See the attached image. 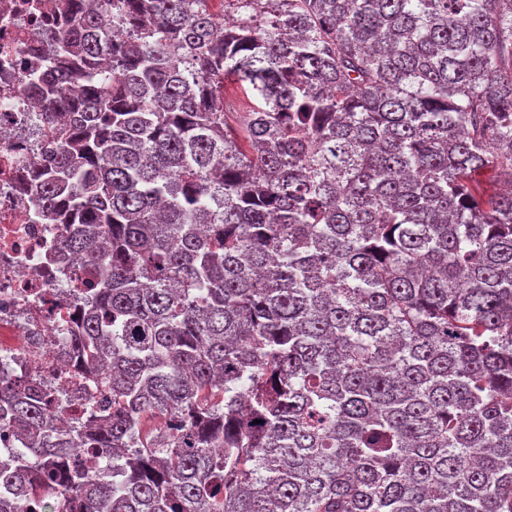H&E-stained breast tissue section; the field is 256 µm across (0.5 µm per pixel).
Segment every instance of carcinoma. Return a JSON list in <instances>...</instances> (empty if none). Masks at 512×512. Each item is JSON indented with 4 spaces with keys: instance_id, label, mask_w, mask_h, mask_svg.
Listing matches in <instances>:
<instances>
[{
    "instance_id": "cac0c4a2",
    "label": "carcinoma",
    "mask_w": 512,
    "mask_h": 512,
    "mask_svg": "<svg viewBox=\"0 0 512 512\" xmlns=\"http://www.w3.org/2000/svg\"><path fill=\"white\" fill-rule=\"evenodd\" d=\"M227 3L42 33L33 203L109 398L0 374V512H512V0Z\"/></svg>"
}]
</instances>
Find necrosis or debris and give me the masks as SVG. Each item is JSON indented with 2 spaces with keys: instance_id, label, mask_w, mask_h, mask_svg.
Instances as JSON below:
<instances>
[{
  "instance_id": "1",
  "label": "necrosis or debris",
  "mask_w": 512,
  "mask_h": 512,
  "mask_svg": "<svg viewBox=\"0 0 512 512\" xmlns=\"http://www.w3.org/2000/svg\"><path fill=\"white\" fill-rule=\"evenodd\" d=\"M51 0H0V360L60 395L76 418L105 399L68 357L67 338L87 297L81 266L61 255L58 216L37 213L28 183L49 141L23 91L28 55L38 53Z\"/></svg>"
}]
</instances>
